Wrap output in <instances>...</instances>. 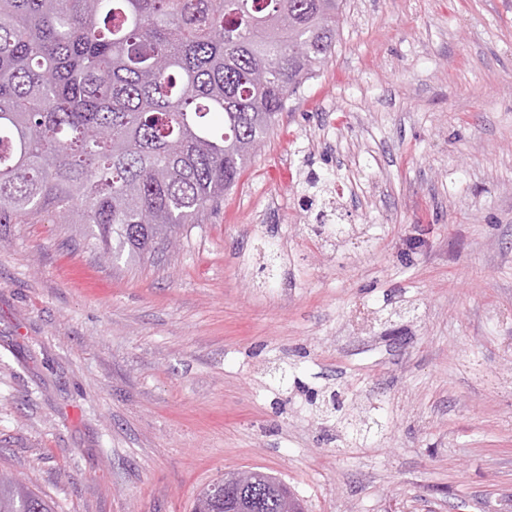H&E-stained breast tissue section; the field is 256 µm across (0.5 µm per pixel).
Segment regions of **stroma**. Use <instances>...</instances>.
<instances>
[{
  "instance_id": "obj_1",
  "label": "stroma",
  "mask_w": 512,
  "mask_h": 512,
  "mask_svg": "<svg viewBox=\"0 0 512 512\" xmlns=\"http://www.w3.org/2000/svg\"><path fill=\"white\" fill-rule=\"evenodd\" d=\"M239 469L306 512H512V0H346L236 186L143 261L0 224V471L55 512H192Z\"/></svg>"
}]
</instances>
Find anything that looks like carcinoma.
Segmentation results:
<instances>
[{"instance_id": "cac0c4a2", "label": "carcinoma", "mask_w": 512, "mask_h": 512, "mask_svg": "<svg viewBox=\"0 0 512 512\" xmlns=\"http://www.w3.org/2000/svg\"><path fill=\"white\" fill-rule=\"evenodd\" d=\"M343 0H0V224L135 260L224 197L329 57ZM300 499L266 475L245 512ZM0 512H53L0 477ZM193 512H224L203 488Z\"/></svg>"}]
</instances>
